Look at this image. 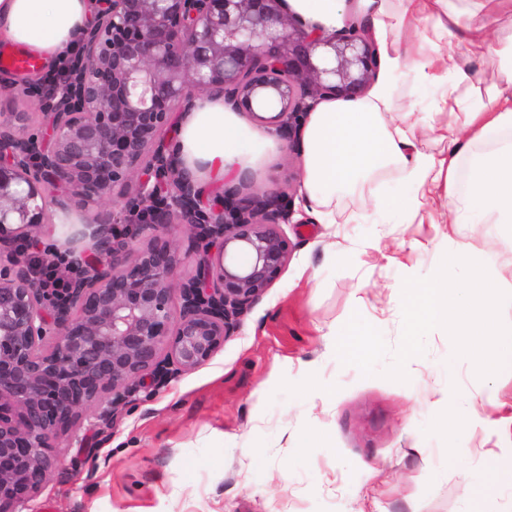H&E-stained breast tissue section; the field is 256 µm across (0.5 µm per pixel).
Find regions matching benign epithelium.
Here are the masks:
<instances>
[{"instance_id":"benign-epithelium-1","label":"benign epithelium","mask_w":512,"mask_h":512,"mask_svg":"<svg viewBox=\"0 0 512 512\" xmlns=\"http://www.w3.org/2000/svg\"><path fill=\"white\" fill-rule=\"evenodd\" d=\"M64 87H26L47 119L0 114V244L27 239L50 211L106 199L137 222L90 221L84 270L62 300L18 249L0 261V512H22L57 466L56 448L97 406L102 435L137 397L204 365L285 269L282 194L216 200L179 168L177 116L202 92L271 125L297 150L322 99L361 96L379 69L362 23L327 34L285 0H94ZM191 226L197 272L166 237ZM179 313H174V308Z\"/></svg>"}]
</instances>
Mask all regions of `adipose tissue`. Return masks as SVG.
Segmentation results:
<instances>
[{
    "mask_svg": "<svg viewBox=\"0 0 512 512\" xmlns=\"http://www.w3.org/2000/svg\"><path fill=\"white\" fill-rule=\"evenodd\" d=\"M360 21L378 44L371 90L353 100L320 101L305 127L306 161L297 205L321 223L336 221V188L391 171L406 191L399 210L426 219L442 203L446 224H512V0H361ZM294 13L331 33L345 0H288ZM93 20L91 0H0V33L45 61L73 48ZM469 52H460V45ZM496 79L482 86L478 67ZM410 96L431 89L423 112L397 106L399 83ZM275 134L251 129L223 97L198 95L179 126V161L201 185L249 174L258 145Z\"/></svg>",
    "mask_w": 512,
    "mask_h": 512,
    "instance_id": "1",
    "label": "adipose tissue"
}]
</instances>
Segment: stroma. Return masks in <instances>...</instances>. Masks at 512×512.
Returning <instances> with one entry per match:
<instances>
[{"instance_id":"1","label":"stroma","mask_w":512,"mask_h":512,"mask_svg":"<svg viewBox=\"0 0 512 512\" xmlns=\"http://www.w3.org/2000/svg\"><path fill=\"white\" fill-rule=\"evenodd\" d=\"M304 151H267L246 193L296 196ZM395 175L336 190L337 225L295 212L294 249L235 336L203 367L136 402L97 445L68 439L29 512H512V371L477 378L437 329L408 382L340 362L353 313L397 347L407 277L465 251L512 275V224H418L394 208L364 217ZM452 412L460 429H443Z\"/></svg>"}]
</instances>
